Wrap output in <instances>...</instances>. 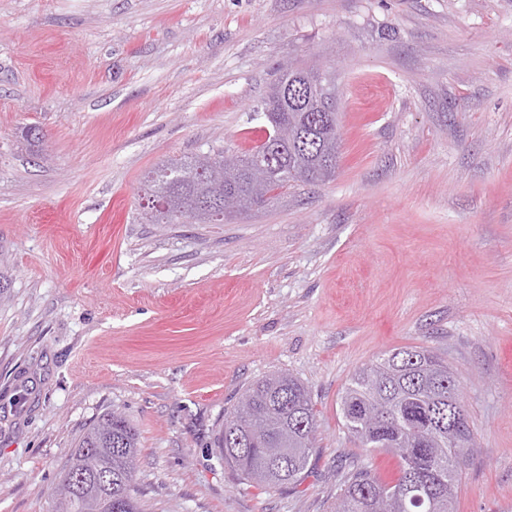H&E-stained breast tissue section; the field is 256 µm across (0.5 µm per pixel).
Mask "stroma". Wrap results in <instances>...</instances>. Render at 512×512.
<instances>
[{
	"instance_id": "35a3bbf8",
	"label": "stroma",
	"mask_w": 512,
	"mask_h": 512,
	"mask_svg": "<svg viewBox=\"0 0 512 512\" xmlns=\"http://www.w3.org/2000/svg\"><path fill=\"white\" fill-rule=\"evenodd\" d=\"M288 61L336 74L335 178L146 222L149 171L264 137ZM415 346L456 370L479 445L457 512H512V0H0V512H53L113 411L141 512H330L350 460L398 478L339 402ZM276 372L318 429L302 481L268 489L213 440Z\"/></svg>"
}]
</instances>
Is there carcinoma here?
Segmentation results:
<instances>
[{"mask_svg": "<svg viewBox=\"0 0 512 512\" xmlns=\"http://www.w3.org/2000/svg\"><path fill=\"white\" fill-rule=\"evenodd\" d=\"M336 79L310 66L278 70L262 101L288 136H267L238 155L241 171L224 170V153L191 161L171 159L146 177V218L173 224H222L247 211L249 185L270 194L273 155L285 186L325 182L339 162ZM348 433L360 447L400 459L393 483L369 466H352L331 512H457L462 475L476 448L456 372L426 347L395 349L359 368L340 397ZM458 414L448 424V408ZM317 418L311 394L298 379L272 374L240 396L215 438V451L243 480L267 488L292 485L305 474L315 448ZM139 451L136 428L122 414L103 416L83 435L68 470L89 465L112 474V491L75 493L60 482L56 512H139L133 487Z\"/></svg>", "mask_w": 512, "mask_h": 512, "instance_id": "1", "label": "carcinoma"}]
</instances>
